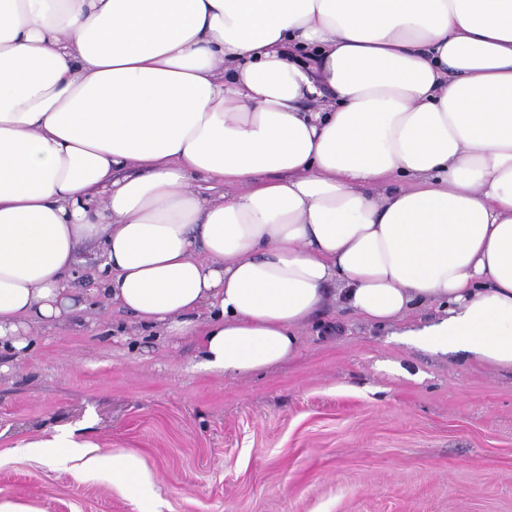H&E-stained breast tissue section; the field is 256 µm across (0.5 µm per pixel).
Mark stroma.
Returning <instances> with one entry per match:
<instances>
[{
  "mask_svg": "<svg viewBox=\"0 0 512 512\" xmlns=\"http://www.w3.org/2000/svg\"><path fill=\"white\" fill-rule=\"evenodd\" d=\"M328 301L297 355L205 369L195 336L143 331L96 301L0 351V500L139 512L108 474L18 452L67 430L138 452L160 512H512V371L406 345Z\"/></svg>",
  "mask_w": 512,
  "mask_h": 512,
  "instance_id": "35a3bbf8",
  "label": "stroma"
}]
</instances>
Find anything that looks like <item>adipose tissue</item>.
Instances as JSON below:
<instances>
[{
  "label": "adipose tissue",
  "mask_w": 512,
  "mask_h": 512,
  "mask_svg": "<svg viewBox=\"0 0 512 512\" xmlns=\"http://www.w3.org/2000/svg\"><path fill=\"white\" fill-rule=\"evenodd\" d=\"M85 246L215 372L293 358L332 294L512 370V0H0V348L71 311ZM22 450L153 496L135 452Z\"/></svg>",
  "instance_id": "1"
}]
</instances>
